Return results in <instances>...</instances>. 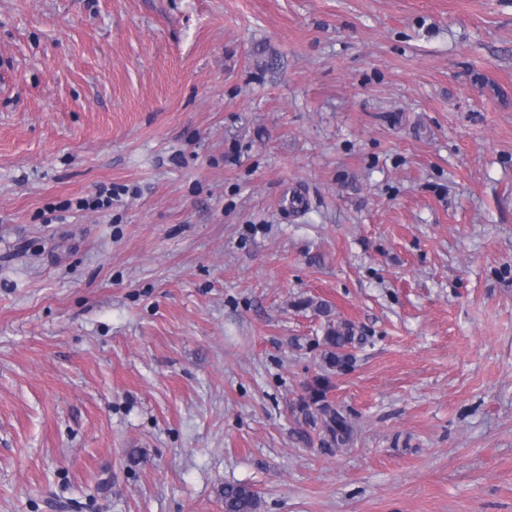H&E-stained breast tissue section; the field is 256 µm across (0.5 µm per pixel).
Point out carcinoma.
Here are the masks:
<instances>
[{
	"label": "carcinoma",
	"mask_w": 512,
	"mask_h": 512,
	"mask_svg": "<svg viewBox=\"0 0 512 512\" xmlns=\"http://www.w3.org/2000/svg\"><path fill=\"white\" fill-rule=\"evenodd\" d=\"M301 306L325 318L319 371L304 382L297 398L291 404V414L296 424L295 433L309 441L318 435L320 449L331 453L347 446L354 428L349 414L329 400L334 388L333 379L350 371L353 350L363 343L364 337L356 335L354 325L332 318V307L323 301L306 299ZM224 512H256L257 499L250 487L243 484H226L222 490Z\"/></svg>",
	"instance_id": "cac0c4a2"
}]
</instances>
